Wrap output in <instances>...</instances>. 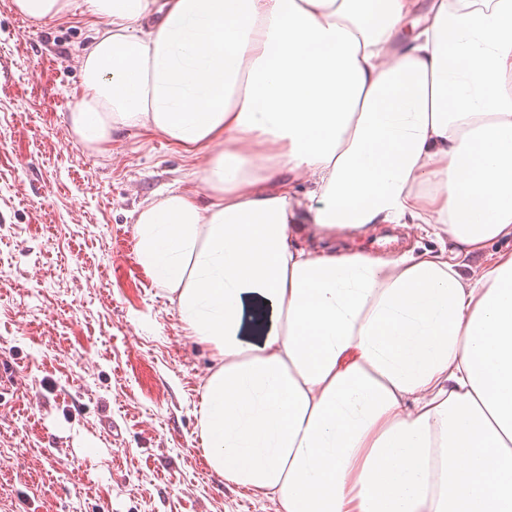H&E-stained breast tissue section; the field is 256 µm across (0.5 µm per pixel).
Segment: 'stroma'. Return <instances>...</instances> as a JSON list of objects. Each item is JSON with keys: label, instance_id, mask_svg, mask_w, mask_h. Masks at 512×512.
Here are the masks:
<instances>
[{"label": "stroma", "instance_id": "obj_1", "mask_svg": "<svg viewBox=\"0 0 512 512\" xmlns=\"http://www.w3.org/2000/svg\"><path fill=\"white\" fill-rule=\"evenodd\" d=\"M93 22L84 0L44 21L0 0V512H275L210 469L211 352L138 257L137 209L204 198L205 157L143 128L92 151L69 129ZM376 234L393 256L440 247L418 224Z\"/></svg>", "mask_w": 512, "mask_h": 512}]
</instances>
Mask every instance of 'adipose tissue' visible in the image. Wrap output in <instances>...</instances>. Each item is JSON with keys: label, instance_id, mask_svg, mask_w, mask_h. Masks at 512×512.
Listing matches in <instances>:
<instances>
[{"label": "adipose tissue", "instance_id": "obj_1", "mask_svg": "<svg viewBox=\"0 0 512 512\" xmlns=\"http://www.w3.org/2000/svg\"><path fill=\"white\" fill-rule=\"evenodd\" d=\"M73 133L207 154L140 261L216 365L212 471L276 512H512V0H86ZM308 183L298 191V183ZM376 224L439 250L336 251ZM423 226L421 224L377 225L375 237H391L396 238V241L388 244L387 249L375 253L396 256L410 249H414L415 253L428 249L438 250L440 243L435 237L428 236L422 229Z\"/></svg>", "mask_w": 512, "mask_h": 512}]
</instances>
